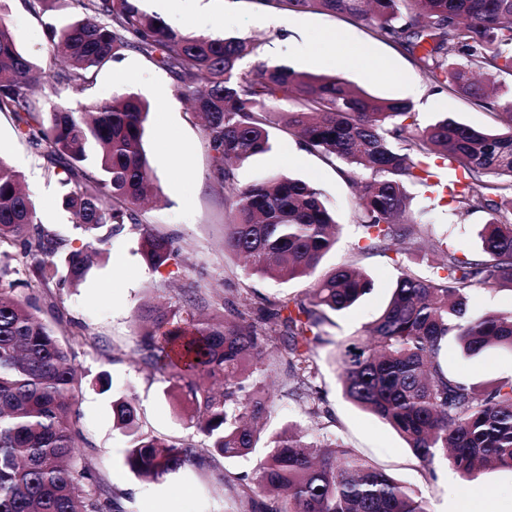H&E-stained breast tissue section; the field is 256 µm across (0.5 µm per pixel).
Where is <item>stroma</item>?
<instances>
[{
  "mask_svg": "<svg viewBox=\"0 0 512 512\" xmlns=\"http://www.w3.org/2000/svg\"><path fill=\"white\" fill-rule=\"evenodd\" d=\"M139 6L181 31L236 36L251 42L253 52L240 62L244 72L265 64H282L309 74L337 75L370 95L410 101L422 127L445 117L476 129L503 127L495 111L468 98L437 91L406 50L378 39L371 26L346 15L316 10L282 12L256 0H178L172 8L162 7L160 0H139ZM62 15L59 9L33 12L26 0H5L0 8V22L13 32L20 49L45 70L54 65L47 53L48 26ZM286 21L291 22V29H283ZM330 29L362 51L358 63L340 69L332 56L309 53V46ZM159 85L167 90L166 101L157 98L155 88ZM118 91L137 93L150 104L145 150L161 201L142 208L141 218L154 233L178 237L180 266L171 275L152 272L140 254L138 231L128 229L112 237L107 246L108 261L94 268L79 287L52 280L32 289L19 288L18 293L35 299L39 317L71 350L82 378L76 397L82 442L76 454L122 512H160L170 499L177 512H224L225 476L251 473L263 455L258 448L245 458L218 456L205 467H189L154 482L138 478L129 469L125 454L130 439L113 427V392L135 397L139 424L148 434L179 441L196 433L168 395L167 377L141 361L137 316L142 305L160 300L175 312L188 298L200 301L218 294L254 306L288 296L300 300L307 297L315 278L347 263L367 270L374 288L358 306L332 316L325 327L326 341L316 349L318 383L332 416L327 432L422 494L430 512H466L487 500L511 504V471L482 470L465 481L443 460L425 469L393 429L343 395L337 379V345L363 335L386 305L399 275L392 253L358 251L360 228L355 213L359 188L349 181L343 163L326 161L309 151H304L301 162H291L290 153L301 149L302 143L274 124L269 129L270 150L235 166V180L242 186L290 175L319 188L340 223L336 243L314 277L282 283L250 274L242 260L223 246L230 203L213 177L212 152L201 123L180 96L174 79L155 61L129 50L122 59L97 69L84 94L44 83L38 97L48 108L61 103L75 108L85 97L108 98ZM15 125L12 114L0 112V157L21 172L39 221L62 236L78 238L73 217L62 204L66 186L48 174L44 160L19 139ZM410 192L412 210L429 224L432 235L447 234L464 249H479L486 213H474L465 223L455 224L446 201L437 193L420 186L411 187ZM448 363L468 382L478 385L512 377V355L500 351L465 359L452 346ZM102 376L111 384L109 391L100 388L98 379Z\"/></svg>",
  "mask_w": 512,
  "mask_h": 512,
  "instance_id": "stroma-1",
  "label": "stroma"
}]
</instances>
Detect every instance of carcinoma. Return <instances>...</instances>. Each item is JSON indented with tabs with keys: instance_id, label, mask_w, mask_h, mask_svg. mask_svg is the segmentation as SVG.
I'll return each mask as SVG.
<instances>
[{
	"instance_id": "1",
	"label": "carcinoma",
	"mask_w": 512,
	"mask_h": 512,
	"mask_svg": "<svg viewBox=\"0 0 512 512\" xmlns=\"http://www.w3.org/2000/svg\"><path fill=\"white\" fill-rule=\"evenodd\" d=\"M63 1L79 18L49 25L48 53L62 58L54 84L81 93L93 69L127 50L168 72L201 117L214 178L231 201L224 249L251 273L281 282L315 271L338 224L309 183L281 177L241 187L232 164L269 150L270 102L302 101L286 117L288 130L308 151L364 176L358 249L402 259L382 313L365 335L338 344L345 398L394 429L425 467L445 459L464 480L486 467L512 471V378L477 386L448 368L450 340L468 358L512 354V313L473 316L468 309L475 288H512V97L500 95L495 81L512 76V0H256L368 23L378 38L404 46L437 90L501 110L504 133L448 117L420 128L410 102L371 96L341 77L282 64L242 72L246 41L183 33L139 0H29V7L41 12ZM42 77L0 22V112L13 114L18 136L48 172L65 175L71 190L64 203L81 235L75 247L40 223L22 174L0 159V512H112L111 500L86 488L90 475L74 457L77 369L35 303L15 294L9 277L19 270L6 260L19 253L38 277L76 286L127 225L141 231V255L157 273L169 270L180 249L140 220L141 206L159 193L144 148L147 103L118 92L86 99L76 111L46 110L35 94ZM439 160L456 171L444 186L454 214L490 216L474 253L429 236V225L409 210L407 186L429 184ZM421 241L433 256L424 272L406 264ZM372 288L371 276L349 264L317 280L307 302L288 297L255 308L224 298L206 319L191 298L180 314L143 309L141 360L168 375L170 395L190 405L201 441L140 432L134 398L122 395L112 412L132 436L130 469L158 479L203 465L201 448L226 459L248 456L273 399L260 378L274 366L310 417L326 416L313 350L324 342L328 313L350 310ZM224 486L229 512H429L383 469L328 435L314 438L290 424L268 439L251 481L226 476Z\"/></svg>"
}]
</instances>
